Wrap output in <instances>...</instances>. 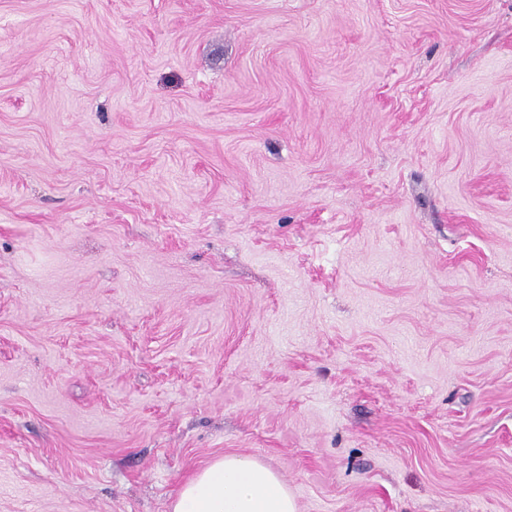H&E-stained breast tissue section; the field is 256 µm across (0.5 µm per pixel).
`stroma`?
Listing matches in <instances>:
<instances>
[{
  "instance_id": "obj_1",
  "label": "stroma",
  "mask_w": 512,
  "mask_h": 512,
  "mask_svg": "<svg viewBox=\"0 0 512 512\" xmlns=\"http://www.w3.org/2000/svg\"><path fill=\"white\" fill-rule=\"evenodd\" d=\"M512 512V0H0V512ZM171 512H297L280 475L258 459L224 454L183 481Z\"/></svg>"
}]
</instances>
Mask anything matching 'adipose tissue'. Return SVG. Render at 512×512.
Returning <instances> with one entry per match:
<instances>
[{
    "label": "adipose tissue",
    "mask_w": 512,
    "mask_h": 512,
    "mask_svg": "<svg viewBox=\"0 0 512 512\" xmlns=\"http://www.w3.org/2000/svg\"><path fill=\"white\" fill-rule=\"evenodd\" d=\"M171 512H297L280 475L258 459L224 454L183 481Z\"/></svg>",
    "instance_id": "1"
}]
</instances>
